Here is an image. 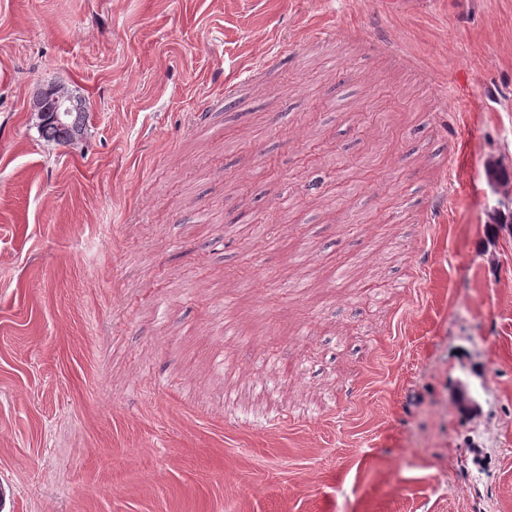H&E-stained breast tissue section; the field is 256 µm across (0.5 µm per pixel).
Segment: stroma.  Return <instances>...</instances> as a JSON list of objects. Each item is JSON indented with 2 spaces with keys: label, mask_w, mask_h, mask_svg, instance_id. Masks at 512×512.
<instances>
[{
  "label": "stroma",
  "mask_w": 512,
  "mask_h": 512,
  "mask_svg": "<svg viewBox=\"0 0 512 512\" xmlns=\"http://www.w3.org/2000/svg\"><path fill=\"white\" fill-rule=\"evenodd\" d=\"M491 161L512 0H0L5 512H512ZM72 96L77 107H73L70 112L69 100L62 94L52 95L48 98L38 94L33 102L34 112L41 116L43 112H64L63 117H46L44 120L39 118L38 131L40 137L47 143L71 144L84 135L86 129V110L85 103L80 96L65 90ZM52 99V101H46ZM49 113V114H50Z\"/></svg>",
  "instance_id": "stroma-1"
}]
</instances>
